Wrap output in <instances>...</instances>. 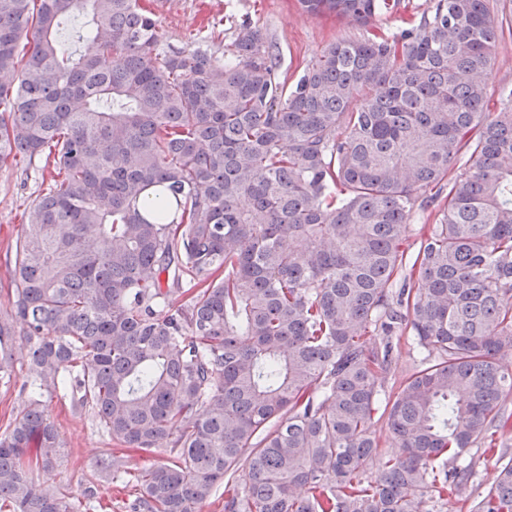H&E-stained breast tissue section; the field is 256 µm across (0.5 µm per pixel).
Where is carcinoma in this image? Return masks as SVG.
<instances>
[{
	"instance_id": "obj_1",
	"label": "carcinoma",
	"mask_w": 512,
	"mask_h": 512,
	"mask_svg": "<svg viewBox=\"0 0 512 512\" xmlns=\"http://www.w3.org/2000/svg\"><path fill=\"white\" fill-rule=\"evenodd\" d=\"M297 2L365 28L400 4ZM431 2L288 86L248 21L221 59L160 48L139 0H0V166L55 169L0 312V384L18 336L30 383L0 432V512H76L40 481L67 461L61 388L113 441L165 452L128 512L221 487L224 512H512V91L494 109L486 91L512 21ZM407 327L427 355L384 402ZM378 414L397 451L370 478ZM475 446L499 464L476 498ZM83 499L103 508L94 481Z\"/></svg>"
}]
</instances>
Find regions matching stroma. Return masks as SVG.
<instances>
[{
    "label": "stroma",
    "mask_w": 512,
    "mask_h": 512,
    "mask_svg": "<svg viewBox=\"0 0 512 512\" xmlns=\"http://www.w3.org/2000/svg\"><path fill=\"white\" fill-rule=\"evenodd\" d=\"M157 21L159 43L163 48L183 47L189 32L206 29L208 22L223 20L225 35H232L236 23L250 19L265 30L277 46L279 73L286 82H294L302 69L319 55L329 42L358 37L361 27L336 16L312 17L303 13L295 0H144ZM50 168L43 164H10L0 167V311L9 303L6 289L10 283L12 262L6 252L21 235L25 213L33 200L46 188ZM413 336L403 334L393 350L392 364L384 379V390L395 395L401 382L424 357ZM27 381V355L23 347L14 349V367L10 386L0 385V426L6 425L28 398L23 386ZM68 452L64 465L49 479L70 497L81 498L92 475L91 466L111 447L107 433L87 414L76 413L68 391L57 392L49 404Z\"/></svg>",
    "instance_id": "35a3bbf8"
}]
</instances>
